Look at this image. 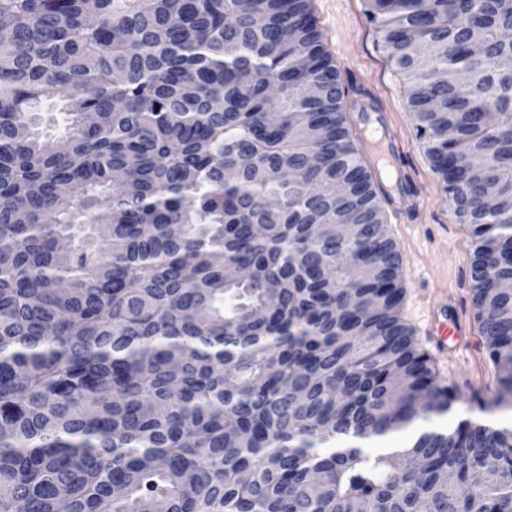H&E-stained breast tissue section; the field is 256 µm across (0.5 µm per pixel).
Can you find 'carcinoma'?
I'll return each mask as SVG.
<instances>
[{"instance_id":"1","label":"carcinoma","mask_w":512,"mask_h":512,"mask_svg":"<svg viewBox=\"0 0 512 512\" xmlns=\"http://www.w3.org/2000/svg\"><path fill=\"white\" fill-rule=\"evenodd\" d=\"M367 2L475 238L490 415L512 396V293L491 286L512 278V0ZM0 15V512H512V426H425L458 397L403 320L310 0ZM338 221L357 235L312 232Z\"/></svg>"}]
</instances>
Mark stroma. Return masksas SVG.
<instances>
[{
  "instance_id": "35a3bbf8",
  "label": "stroma",
  "mask_w": 512,
  "mask_h": 512,
  "mask_svg": "<svg viewBox=\"0 0 512 512\" xmlns=\"http://www.w3.org/2000/svg\"><path fill=\"white\" fill-rule=\"evenodd\" d=\"M311 9L348 97L356 104L348 113L351 126H363L360 106L373 103L379 107L381 121L400 146L394 178L406 179L412 193L424 200L422 211L408 214L407 196L395 190L394 179L382 181L390 192L384 203L389 234L403 257L405 321L417 326L423 303L443 291L455 296L466 317H474L471 230L458 223L442 181L416 139L408 107L409 85L368 22L365 0H311ZM434 367L439 378L465 400L494 376L478 335L468 345L449 346L447 360L435 362Z\"/></svg>"
}]
</instances>
